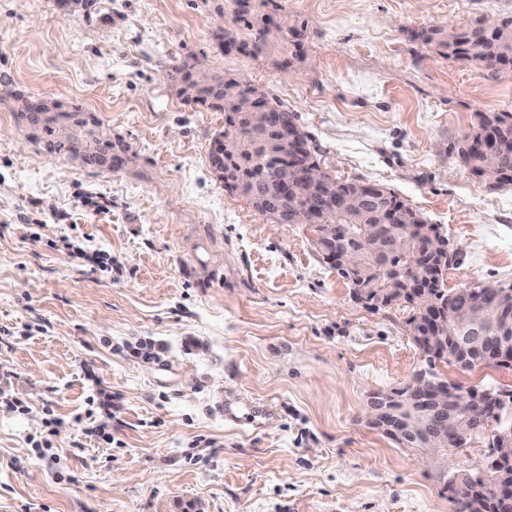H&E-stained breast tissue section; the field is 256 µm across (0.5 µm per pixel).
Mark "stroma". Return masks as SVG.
<instances>
[{
  "label": "stroma",
  "instance_id": "stroma-1",
  "mask_svg": "<svg viewBox=\"0 0 512 512\" xmlns=\"http://www.w3.org/2000/svg\"><path fill=\"white\" fill-rule=\"evenodd\" d=\"M225 0H0V512H455L445 486L480 468L489 432L419 459L366 422L369 393L424 367L404 307L375 310L316 251L226 189L208 162L217 112L182 102L174 67L196 57L262 88L318 148L322 168L377 182L460 250L454 290L512 283V185L488 188L452 147L480 112H512V80L408 40L512 15V0H256L304 29L301 58L272 44L224 55ZM80 105L127 145L115 172L49 153L15 96ZM37 233H30V225ZM110 255V264L72 247ZM152 348L154 359L134 358ZM466 386L512 387V371ZM111 392V442L74 423ZM223 398L247 412L234 422ZM62 424L38 457L45 409Z\"/></svg>",
  "mask_w": 512,
  "mask_h": 512
}]
</instances>
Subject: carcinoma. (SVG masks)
I'll list each match as a JSON object with an SVG mask.
<instances>
[{"instance_id": "carcinoma-1", "label": "carcinoma", "mask_w": 512, "mask_h": 512, "mask_svg": "<svg viewBox=\"0 0 512 512\" xmlns=\"http://www.w3.org/2000/svg\"><path fill=\"white\" fill-rule=\"evenodd\" d=\"M230 21L215 31L213 36L220 40L224 53L236 52L244 56H255L262 52L274 38L270 29L275 26L271 15L259 16L254 13L253 0H228ZM409 39L418 40L424 45L439 49L440 53L456 62L481 69L486 79L498 81L512 68V16L483 18L475 24L456 30L440 27L406 30ZM278 39L291 57L304 54L306 35L304 29L289 27ZM199 62L194 57L182 59L174 70L180 79L179 96L187 104L203 107L211 112L224 113V131L213 142L220 143L221 159L218 164L224 167V177L232 181L229 189L237 192L251 206L263 215L273 216L280 207L279 180L286 176L288 182L301 180L302 171L308 166L318 165V160L310 148L301 141L283 138L265 127L254 126L246 117L248 112L270 114L272 124L287 128L296 124V115L273 102L268 95L250 81L234 73H214L208 80H199L195 71ZM18 124L30 131V136L43 143L44 148L58 156L77 158L92 170L114 171L121 168L123 158L120 152L127 150L123 144L112 143L106 132L89 127V113L77 106H69L59 100L22 98L14 107ZM477 122L462 136L473 144V151L464 155L456 151L460 165L477 177L484 176L487 156L496 159L497 166L512 172V113L478 112ZM74 129L66 139L60 137V130ZM324 184L343 191L356 190L365 185L363 181H344L332 172L325 170ZM309 199L315 202L318 217L325 224H339L344 227L342 239L353 243L350 234L358 224L377 226L379 239H405L409 247L389 260L391 270L379 273L367 266L359 273L347 268H336L338 274L347 280L350 287L371 290L370 306L387 308L390 302L380 301V297L393 291L396 303H403L412 310L408 319L414 343L424 354L430 353L421 346L420 336L426 329L425 319L417 301L402 294L406 289V275L402 271L410 266L411 248L424 241L430 234H438L436 225L431 224L422 213L406 205L383 190L372 197L369 212L359 210L340 213L333 210L328 198L320 191L309 192ZM411 277H428L432 302L446 308L456 304L460 307L480 306L494 312L501 303L498 285L479 283L450 291L443 286V275L418 267L410 271ZM489 419L467 422L452 419L446 422V432L462 431L469 440L488 426ZM474 480L464 488H455L454 501L470 498L482 503L485 512H494L493 485L497 481L496 472L491 468H479L473 472Z\"/></svg>"}]
</instances>
